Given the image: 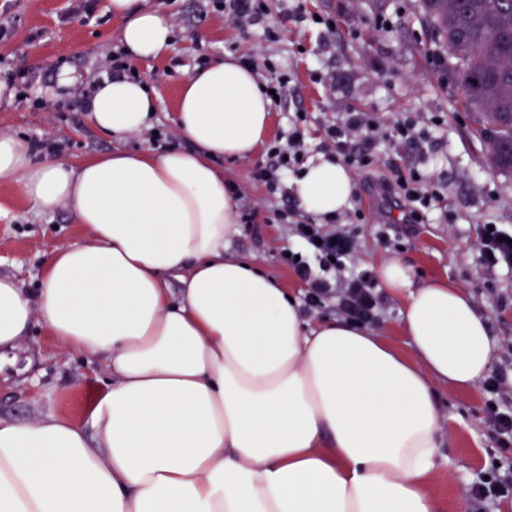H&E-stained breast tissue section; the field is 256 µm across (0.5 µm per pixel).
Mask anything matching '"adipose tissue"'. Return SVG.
<instances>
[{"mask_svg": "<svg viewBox=\"0 0 512 512\" xmlns=\"http://www.w3.org/2000/svg\"><path fill=\"white\" fill-rule=\"evenodd\" d=\"M124 53L172 46L150 0H109ZM86 110L120 139L153 125L148 86L102 78ZM191 149H122L37 162L0 133V182L38 211L69 208L85 240L58 247L37 297L0 276V350L41 314L59 346L105 360L112 383L86 420L0 419V512H436L435 388L490 372L495 340L468 294L376 272L405 298L409 353L340 320L308 327L280 283L231 250L237 205L224 158L251 155L270 125L256 72L228 53L184 81L175 112ZM314 217L343 211L350 171L319 158L290 182ZM176 276L171 298L165 276Z\"/></svg>", "mask_w": 512, "mask_h": 512, "instance_id": "adipose-tissue-1", "label": "adipose tissue"}]
</instances>
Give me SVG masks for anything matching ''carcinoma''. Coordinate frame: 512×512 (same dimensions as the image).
Segmentation results:
<instances>
[{"label": "carcinoma", "instance_id": "obj_1", "mask_svg": "<svg viewBox=\"0 0 512 512\" xmlns=\"http://www.w3.org/2000/svg\"><path fill=\"white\" fill-rule=\"evenodd\" d=\"M419 6L497 171V152L512 147V0H419Z\"/></svg>", "mask_w": 512, "mask_h": 512}]
</instances>
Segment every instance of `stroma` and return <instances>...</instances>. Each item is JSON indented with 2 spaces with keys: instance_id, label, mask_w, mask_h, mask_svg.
Here are the masks:
<instances>
[{
  "instance_id": "stroma-1",
  "label": "stroma",
  "mask_w": 512,
  "mask_h": 512,
  "mask_svg": "<svg viewBox=\"0 0 512 512\" xmlns=\"http://www.w3.org/2000/svg\"><path fill=\"white\" fill-rule=\"evenodd\" d=\"M152 3L170 18L176 46L164 58L133 63L156 92V122L153 130L118 141L96 129L82 108L84 95L105 76L121 48L119 23L108 12L107 0H0V73L23 75L26 83L23 95L0 108V130L50 141V148L36 153L39 161L75 163L118 148L185 147L173 123L182 83L196 66L227 52L252 60L264 81L275 71L291 73L285 97L271 106L268 137L286 139L295 113H307L306 153L311 158L332 152L322 126L339 113L370 112L389 124L403 114L416 115L431 137L426 153L409 147L395 151L380 143L373 148L376 166L354 175L349 206L362 208L364 219L353 224L362 248L350 266L372 270L380 261L400 258L416 281L443 279L463 288L495 339L512 337V270L486 269L470 249L482 225L512 231V177L489 169L487 146L472 132L443 56L423 54L432 35L418 0H387L379 14L393 21L388 33L375 29L379 14L371 0H303L299 5L266 0L268 25L280 32L273 41L262 27L226 19L216 0ZM64 68L74 81L57 96L52 89ZM318 71L332 72L334 81L314 82ZM265 157L260 147L247 158L224 161V179L239 189V206L258 210L255 224L243 228L234 248L301 298L305 284L280 260L283 227L269 222L266 190L250 178ZM409 163L439 180L442 207L422 223L396 224L380 234L375 210L366 200L394 169ZM446 212L453 222L443 221ZM81 235L68 208L35 210L16 185L0 183V275L18 279L30 296H37L42 267L54 249ZM492 288L503 295V303L489 296ZM9 357L10 364L0 370L1 419L31 423L60 414L80 420L112 382L100 358L61 350L38 315ZM436 395L442 434L431 491L438 512H457L458 497L497 450L477 426L487 403L482 383L466 390L440 385Z\"/></svg>"
}]
</instances>
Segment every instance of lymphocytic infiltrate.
Instances as JSON below:
<instances>
[{"label":"lymphocytic infiltrate","mask_w":512,"mask_h":512,"mask_svg":"<svg viewBox=\"0 0 512 512\" xmlns=\"http://www.w3.org/2000/svg\"><path fill=\"white\" fill-rule=\"evenodd\" d=\"M324 133L352 171H366L375 166L376 158L371 147L377 142L417 149L426 142V134L414 117L397 120L387 129L367 112L342 113L340 118L325 125ZM304 142L305 131L298 125L287 144L269 145L265 160L251 173L254 181L265 186L268 196L283 192L285 174L300 171L305 158ZM439 197L438 189L427 186L417 170L397 174L395 179L380 187L378 221L385 226L416 222ZM274 215L278 223L284 224L288 234L306 247L305 252L296 257L287 256L284 262L307 283V307L322 309L332 305L348 322L359 326L373 324L384 310L386 298L372 273H355L348 269L350 259L360 248L357 235L345 224L332 221L320 224L304 217L293 205L275 210ZM472 248L485 267H512V235L508 232L482 228ZM504 382L503 367L494 366L483 382L491 400L480 426L498 448L507 452L512 450V392H506ZM469 497L472 512H488L489 505L495 500L511 498L512 465L505 469L493 465L485 476L472 483Z\"/></svg>","instance_id":"f902f5d3"}]
</instances>
